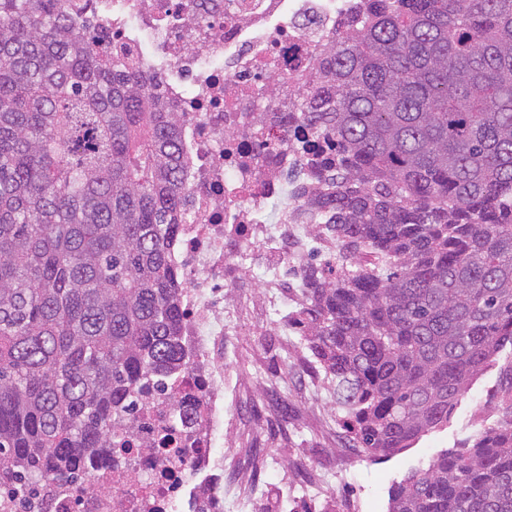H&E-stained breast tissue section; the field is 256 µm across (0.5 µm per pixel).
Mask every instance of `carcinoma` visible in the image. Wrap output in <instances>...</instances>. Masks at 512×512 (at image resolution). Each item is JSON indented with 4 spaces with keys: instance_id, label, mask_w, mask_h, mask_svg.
I'll use <instances>...</instances> for the list:
<instances>
[{
    "instance_id": "obj_1",
    "label": "carcinoma",
    "mask_w": 512,
    "mask_h": 512,
    "mask_svg": "<svg viewBox=\"0 0 512 512\" xmlns=\"http://www.w3.org/2000/svg\"><path fill=\"white\" fill-rule=\"evenodd\" d=\"M81 0H0V485L82 489L142 398L194 366L170 243L176 114ZM281 117L313 156L304 215L336 249L286 315L353 446L448 423L512 344V0H357ZM505 407L389 489L388 512H512Z\"/></svg>"
}]
</instances>
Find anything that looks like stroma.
<instances>
[{"label": "stroma", "instance_id": "35a3bbf8", "mask_svg": "<svg viewBox=\"0 0 512 512\" xmlns=\"http://www.w3.org/2000/svg\"><path fill=\"white\" fill-rule=\"evenodd\" d=\"M261 279L260 266H253L235 291L245 310L228 339L235 358L225 374L237 380L238 390L218 442L223 454L252 446L262 450L266 466L260 475L259 512H294L298 503L310 512H388L392 483L410 469L428 467L442 450L460 447L501 418L500 365L512 361V345L500 353L497 365L473 381L447 425L391 457H366L350 446L330 396L317 394L321 378L310 369L299 337L281 335L280 317L250 306ZM259 375L265 387L255 386ZM327 467L336 471L331 487L321 494L308 490L314 475Z\"/></svg>", "mask_w": 512, "mask_h": 512}]
</instances>
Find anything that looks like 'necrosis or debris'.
I'll return each instance as SVG.
<instances>
[{"label": "necrosis or debris", "instance_id": "necrosis-or-debris-1", "mask_svg": "<svg viewBox=\"0 0 512 512\" xmlns=\"http://www.w3.org/2000/svg\"><path fill=\"white\" fill-rule=\"evenodd\" d=\"M91 2L111 51L147 66L178 114L186 220L171 256L186 312L182 334L196 353L184 378L196 409L176 421L148 401L120 453L117 492H104L110 478L98 470L97 490L64 491L48 512H222L216 441L224 433L226 338L238 328L230 292L263 252L257 297L265 312H278L279 240L286 225L299 223L310 184L302 162L278 150L287 127L267 126L256 144L257 112L246 90L266 86V106L277 111L340 34L354 0H260L243 15L225 11L224 0ZM278 199L284 205L273 223L269 209Z\"/></svg>", "mask_w": 512, "mask_h": 512}]
</instances>
